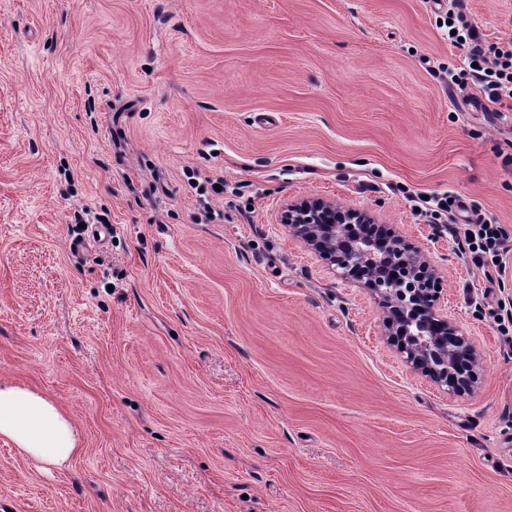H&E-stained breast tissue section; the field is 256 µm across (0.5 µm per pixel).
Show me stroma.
Masks as SVG:
<instances>
[{"label": "stroma", "mask_w": 512, "mask_h": 512, "mask_svg": "<svg viewBox=\"0 0 512 512\" xmlns=\"http://www.w3.org/2000/svg\"><path fill=\"white\" fill-rule=\"evenodd\" d=\"M450 6L0 0V382L83 443L48 472L0 440V512H512V100L452 83ZM464 13L512 38V0ZM303 198L424 249L471 395L281 224ZM488 219L503 270L463 246Z\"/></svg>", "instance_id": "1"}]
</instances>
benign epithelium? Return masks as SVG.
Masks as SVG:
<instances>
[{"mask_svg": "<svg viewBox=\"0 0 512 512\" xmlns=\"http://www.w3.org/2000/svg\"><path fill=\"white\" fill-rule=\"evenodd\" d=\"M281 222L342 278L364 281L383 308L387 335L415 370L459 396L474 391L479 353L442 314L444 280L419 245L359 210L320 198L288 204Z\"/></svg>", "mask_w": 512, "mask_h": 512, "instance_id": "7a95c632", "label": "benign epithelium"}]
</instances>
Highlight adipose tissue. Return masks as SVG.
Returning <instances> with one entry per match:
<instances>
[{"mask_svg": "<svg viewBox=\"0 0 512 512\" xmlns=\"http://www.w3.org/2000/svg\"><path fill=\"white\" fill-rule=\"evenodd\" d=\"M0 438L48 469L66 467L82 451L78 429L58 402L9 382L0 383Z\"/></svg>", "mask_w": 512, "mask_h": 512, "instance_id": "1", "label": "adipose tissue"}]
</instances>
